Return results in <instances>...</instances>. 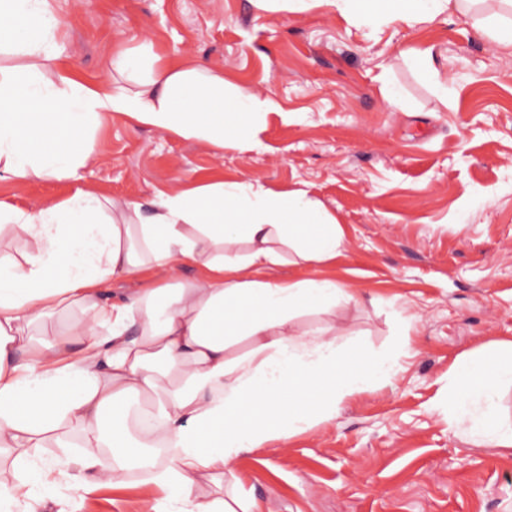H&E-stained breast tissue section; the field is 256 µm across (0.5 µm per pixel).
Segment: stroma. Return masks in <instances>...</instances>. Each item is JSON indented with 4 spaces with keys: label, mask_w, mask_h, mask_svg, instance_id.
<instances>
[{
    "label": "stroma",
    "mask_w": 512,
    "mask_h": 512,
    "mask_svg": "<svg viewBox=\"0 0 512 512\" xmlns=\"http://www.w3.org/2000/svg\"><path fill=\"white\" fill-rule=\"evenodd\" d=\"M64 60L88 83L144 44L273 98L261 148L216 151L119 115L95 133L79 183L0 180V203L30 212L76 187L149 206L184 185L253 179L303 190L347 234L336 340L398 357L388 382L333 418L242 454L259 512H512V448L474 446L448 425V378L475 348L512 340V49L470 19L347 24L336 11L263 12L248 0H51ZM432 47L438 80L416 65ZM400 92L394 105L383 85ZM414 322L401 336L387 304ZM142 472L88 491L52 472L45 505L146 512Z\"/></svg>",
    "instance_id": "stroma-1"
}]
</instances>
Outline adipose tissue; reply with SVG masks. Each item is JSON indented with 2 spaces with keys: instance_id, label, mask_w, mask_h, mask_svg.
I'll list each match as a JSON object with an SVG mask.
<instances>
[{
  "instance_id": "obj_1",
  "label": "adipose tissue",
  "mask_w": 512,
  "mask_h": 512,
  "mask_svg": "<svg viewBox=\"0 0 512 512\" xmlns=\"http://www.w3.org/2000/svg\"><path fill=\"white\" fill-rule=\"evenodd\" d=\"M479 0H251L265 12L331 8L348 24L408 25L462 15L476 28ZM60 26L49 0H0V47L19 45L28 63L0 68V173L16 179L80 180L94 160L88 136L101 114L221 150L257 146V116L277 111L191 59L145 45L113 55L118 81L80 82L60 60ZM55 68H47V61ZM0 512H33L25 474L48 441L74 433V465L96 484L97 449L110 448L109 484L132 464L164 492L148 512H254L234 461L253 448L303 432L346 398L391 379L392 358L338 345L335 328L305 329L314 308L335 316L355 289L331 275L347 239L334 213L304 191L249 180L183 186L149 209L76 187L66 199L25 213L0 204ZM19 243L13 254L11 243ZM316 276L271 277L280 246ZM197 269L176 280L175 263ZM145 277L148 288L106 299L112 280ZM69 320L45 329L47 318ZM251 342L233 353L240 339ZM512 387V341L484 345L448 382V423L479 447L511 448L499 415ZM164 448V458L148 456Z\"/></svg>"
}]
</instances>
